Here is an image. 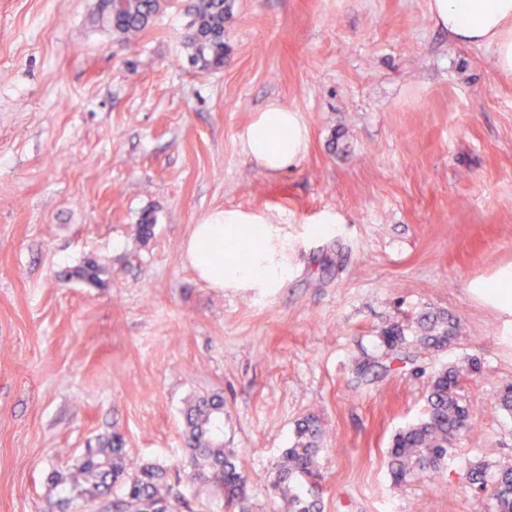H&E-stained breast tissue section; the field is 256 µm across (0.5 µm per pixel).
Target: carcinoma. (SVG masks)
Masks as SVG:
<instances>
[{
    "instance_id": "1",
    "label": "carcinoma",
    "mask_w": 512,
    "mask_h": 512,
    "mask_svg": "<svg viewBox=\"0 0 512 512\" xmlns=\"http://www.w3.org/2000/svg\"><path fill=\"white\" fill-rule=\"evenodd\" d=\"M169 5V0H127L121 10L102 0L103 11L112 31L124 41L137 38ZM228 0H191V20L185 32V46L192 62L202 70L224 65V20ZM458 335V322L451 315L424 310L414 321L395 323L381 331L385 351L407 345L442 351ZM475 359L464 365H445L430 379L426 413L399 430L393 437L388 467L395 482L408 483L416 478L440 476L448 458L449 445L466 429L469 412L463 394L464 379L480 372ZM186 442L195 451L181 464L191 480L200 479L224 490V512H234L242 498L246 477L238 468L230 449L224 447V399L219 395L199 397L184 411ZM324 440L319 417L300 419L294 437L280 462L274 467L271 485L281 491L283 512H310L301 491L319 477L318 458ZM466 479L487 496L489 512H512V465L492 466L481 462L469 467ZM112 489L107 512H179L184 498L179 488L165 480V473L153 466L132 472L124 464L120 439H113L89 452L83 464L60 485L62 500H70V490L80 483Z\"/></svg>"
}]
</instances>
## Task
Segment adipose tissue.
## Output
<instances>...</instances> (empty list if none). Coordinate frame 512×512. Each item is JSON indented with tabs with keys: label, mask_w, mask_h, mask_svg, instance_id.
<instances>
[{
	"label": "adipose tissue",
	"mask_w": 512,
	"mask_h": 512,
	"mask_svg": "<svg viewBox=\"0 0 512 512\" xmlns=\"http://www.w3.org/2000/svg\"><path fill=\"white\" fill-rule=\"evenodd\" d=\"M434 24L454 43L491 50L497 70L512 77V0H430ZM243 153L269 172L292 167L307 148V128L298 114L273 101L240 138ZM253 230L248 260L226 259L223 246ZM272 237L263 216L238 210H217L195 225L185 246L189 265L210 287L251 288L285 276V268L268 257Z\"/></svg>",
	"instance_id": "1"
}]
</instances>
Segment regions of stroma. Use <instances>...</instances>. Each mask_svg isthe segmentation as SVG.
Listing matches in <instances>:
<instances>
[{"instance_id":"stroma-1","label":"stroma","mask_w":512,"mask_h":512,"mask_svg":"<svg viewBox=\"0 0 512 512\" xmlns=\"http://www.w3.org/2000/svg\"><path fill=\"white\" fill-rule=\"evenodd\" d=\"M188 2L125 43L101 0H0V512H102L58 482L115 434L128 469L179 484L181 512H224L176 470L183 409L213 394L247 478L235 512H278L269 475L308 414L327 429L312 512H487L465 473L512 463V312L479 293L512 270V79L429 0H229L224 65L203 71ZM272 100L309 138L276 175L240 146ZM227 208L277 228L274 287L212 288L185 262ZM428 308L458 340L383 371L380 329ZM469 358L442 482L395 484L394 434Z\"/></svg>"}]
</instances>
